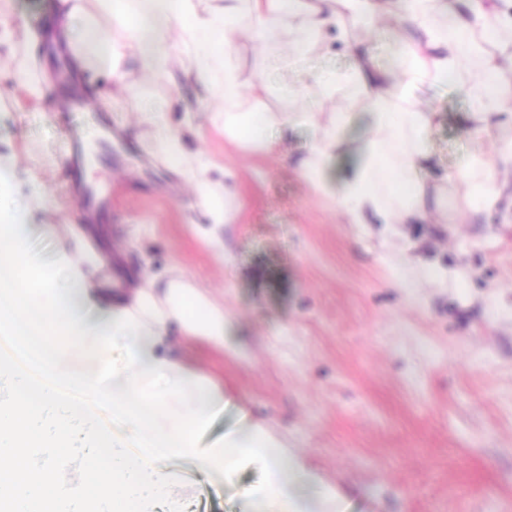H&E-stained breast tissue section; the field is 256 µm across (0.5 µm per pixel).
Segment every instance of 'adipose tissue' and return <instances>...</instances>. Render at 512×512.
I'll list each match as a JSON object with an SVG mask.
<instances>
[{
  "label": "adipose tissue",
  "mask_w": 512,
  "mask_h": 512,
  "mask_svg": "<svg viewBox=\"0 0 512 512\" xmlns=\"http://www.w3.org/2000/svg\"><path fill=\"white\" fill-rule=\"evenodd\" d=\"M201 0H62L50 29L65 37L80 66L112 75L126 54H134L148 75L173 72L207 89L224 104V133L239 144L279 150L272 132L313 126L315 141L298 162L300 174L321 185L331 160L348 149L343 137L351 113H333L319 125L315 113L295 110L248 112V99L262 83L243 85L232 50L239 33L269 44L288 39V54L305 58L336 38L354 62L349 74L310 75L297 96L357 98L371 117L357 161L337 179L333 199L352 224H420L428 215V172L435 165L430 135L435 115L422 108L425 85H450L464 93L471 109L462 123L468 133L486 139L487 151L475 154L448 175L457 215L468 216L512 198V110L502 94L505 73L512 72V0H224L216 10ZM383 26L398 30L401 63L397 73L379 69L363 49L364 36ZM177 52H170V45ZM168 158L192 180L210 223L201 242L216 248L224 232L225 199L230 186L218 185L201 170L195 155L182 147V135L159 113L146 115ZM80 253L70 256L77 282L70 298L83 326L102 330L121 313L139 325L135 352L145 367L162 366L168 378L198 379L204 372L192 354H173L175 338L210 351L232 348L234 327L207 289L179 276L158 281L131 269L117 279L101 277L106 259L89 229L71 233ZM95 311L88 319L87 311ZM272 484L283 496L268 512H337L338 494L325 485L286 444L270 451Z\"/></svg>",
  "instance_id": "1"
}]
</instances>
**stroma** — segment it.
<instances>
[{
    "label": "stroma",
    "instance_id": "1",
    "mask_svg": "<svg viewBox=\"0 0 512 512\" xmlns=\"http://www.w3.org/2000/svg\"><path fill=\"white\" fill-rule=\"evenodd\" d=\"M58 6L9 0L0 22L23 45ZM34 54L36 99L14 82L15 61L0 47V158L15 164L14 188L35 177L44 189L29 239L51 260L80 223L67 176L71 141L91 138L109 117L118 132L111 162L83 165L88 181L112 183V208L101 216L105 257L150 276L178 264L223 299L246 353L199 354L233 395L210 437L235 430L246 405L336 486L343 512H512V223L449 219L447 198L427 224L347 223L295 167L312 141L309 127H297L281 152L245 149L214 124L200 87L145 77L134 56L116 78L78 69L62 89L42 45ZM352 63L341 45L297 60L284 45L244 35L234 61L241 82L266 86L249 110H310L325 123L346 109L353 119L344 136L356 148L369 126L359 105L291 94L309 74L342 75ZM88 85L86 109L60 117L56 101ZM157 100L168 102L169 124L192 126L184 148L232 176L223 258L199 242L192 187L142 119ZM422 105L437 114L430 146L440 176L473 147L460 124L469 102L457 89L432 87ZM170 468L185 512H241L260 476L255 466L229 482L186 461Z\"/></svg>",
    "mask_w": 512,
    "mask_h": 512
}]
</instances>
